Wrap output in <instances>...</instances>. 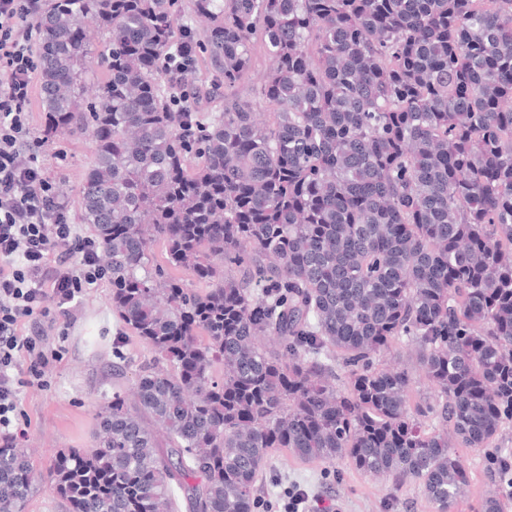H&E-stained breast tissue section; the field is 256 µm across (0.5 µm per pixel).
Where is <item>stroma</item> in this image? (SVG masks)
<instances>
[{"mask_svg":"<svg viewBox=\"0 0 512 512\" xmlns=\"http://www.w3.org/2000/svg\"><path fill=\"white\" fill-rule=\"evenodd\" d=\"M31 131L40 140L39 158L55 191L68 200L74 219H81V193L93 161L88 132L56 135L45 132L46 114L40 97H33ZM110 282L88 289L71 318L59 319L48 331V343L58 359L44 388L26 389L21 396L26 433L18 445L30 449L34 466L47 470L58 451L89 448L98 428V411L112 391V370L120 356L134 362L150 359L149 350L132 334L112 308ZM125 337L116 348L117 337ZM469 473L465 499L457 512H473L497 487L484 451L461 449ZM304 490L305 512H385L390 490L386 479L364 473L347 462H303L286 452L273 453L257 482L256 512H287L290 492Z\"/></svg>","mask_w":512,"mask_h":512,"instance_id":"stroma-1","label":"stroma"}]
</instances>
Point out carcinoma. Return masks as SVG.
Returning <instances> with one entry per match:
<instances>
[{
  "label": "carcinoma",
  "mask_w": 512,
  "mask_h": 512,
  "mask_svg": "<svg viewBox=\"0 0 512 512\" xmlns=\"http://www.w3.org/2000/svg\"><path fill=\"white\" fill-rule=\"evenodd\" d=\"M40 27L48 127L91 136L83 222L152 359L94 447L45 475L0 448V512L39 479L67 512H253L276 448L439 512L458 448L512 482V0H52ZM260 65L258 99L225 93ZM404 336L430 398L376 366Z\"/></svg>",
  "instance_id": "carcinoma-1"
}]
</instances>
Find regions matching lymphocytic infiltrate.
<instances>
[{
	"instance_id": "lymphocytic-infiltrate-1",
	"label": "lymphocytic infiltrate",
	"mask_w": 512,
	"mask_h": 512,
	"mask_svg": "<svg viewBox=\"0 0 512 512\" xmlns=\"http://www.w3.org/2000/svg\"><path fill=\"white\" fill-rule=\"evenodd\" d=\"M43 0H0V447H15L20 394L42 387L58 355L43 320L70 317L107 271L29 144Z\"/></svg>"
}]
</instances>
